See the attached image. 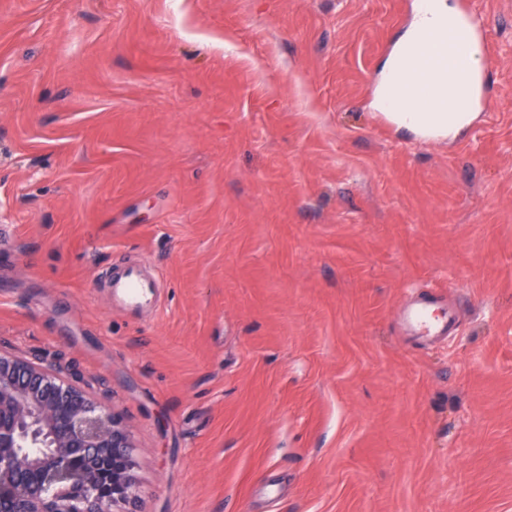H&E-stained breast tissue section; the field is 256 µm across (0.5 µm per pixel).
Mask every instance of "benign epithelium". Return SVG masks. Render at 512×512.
Returning <instances> with one entry per match:
<instances>
[{"label": "benign epithelium", "instance_id": "7a95c632", "mask_svg": "<svg viewBox=\"0 0 512 512\" xmlns=\"http://www.w3.org/2000/svg\"><path fill=\"white\" fill-rule=\"evenodd\" d=\"M139 470L117 409L42 360L0 348L4 512H140Z\"/></svg>", "mask_w": 512, "mask_h": 512}]
</instances>
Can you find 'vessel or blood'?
I'll return each mask as SVG.
<instances>
[{"label": "vessel or blood", "instance_id": "vessel-or-blood-1", "mask_svg": "<svg viewBox=\"0 0 512 512\" xmlns=\"http://www.w3.org/2000/svg\"><path fill=\"white\" fill-rule=\"evenodd\" d=\"M440 47L435 56L423 54L414 57V87L430 90L440 104L448 102V63L461 58L471 44L486 47V30L480 0H460L457 18L449 24H442L427 33ZM470 107L484 112L492 111L493 95L483 77L472 76L468 83ZM113 293L126 304L140 306L148 301V292L135 274H127L112 281ZM435 298L419 299L404 312V318L418 335L437 342L444 340L454 331L449 316L434 312Z\"/></svg>", "mask_w": 512, "mask_h": 512}]
</instances>
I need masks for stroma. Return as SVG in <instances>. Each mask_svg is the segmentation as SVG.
<instances>
[{
  "mask_svg": "<svg viewBox=\"0 0 512 512\" xmlns=\"http://www.w3.org/2000/svg\"><path fill=\"white\" fill-rule=\"evenodd\" d=\"M483 9L496 108L427 139L375 105L417 0H0V347L122 412L141 512H512V0ZM434 290L456 329L418 344ZM111 287L113 288V294L130 306H141L149 300V291L144 289L147 287L141 284L133 272L113 279Z\"/></svg>",
  "mask_w": 512,
  "mask_h": 512,
  "instance_id": "1",
  "label": "stroma"
}]
</instances>
